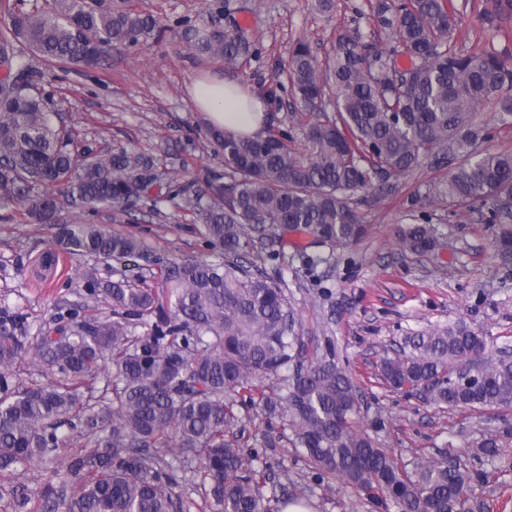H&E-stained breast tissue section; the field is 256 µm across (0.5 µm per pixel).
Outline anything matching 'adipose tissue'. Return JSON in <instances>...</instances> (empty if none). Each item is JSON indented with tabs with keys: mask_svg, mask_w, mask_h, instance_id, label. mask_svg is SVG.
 Here are the masks:
<instances>
[{
	"mask_svg": "<svg viewBox=\"0 0 512 512\" xmlns=\"http://www.w3.org/2000/svg\"><path fill=\"white\" fill-rule=\"evenodd\" d=\"M190 94L197 110L210 125L236 135L260 134L265 123L262 100L245 92L238 84L215 78L194 82Z\"/></svg>",
	"mask_w": 512,
	"mask_h": 512,
	"instance_id": "obj_1",
	"label": "adipose tissue"
}]
</instances>
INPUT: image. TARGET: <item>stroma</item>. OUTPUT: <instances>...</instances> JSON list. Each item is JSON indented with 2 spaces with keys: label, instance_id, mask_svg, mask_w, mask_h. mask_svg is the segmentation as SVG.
Returning <instances> with one entry per match:
<instances>
[{
  "label": "stroma",
  "instance_id": "35a3bbf8",
  "mask_svg": "<svg viewBox=\"0 0 512 512\" xmlns=\"http://www.w3.org/2000/svg\"><path fill=\"white\" fill-rule=\"evenodd\" d=\"M223 2L224 27L242 28L250 41L248 55L235 69L180 42L182 22L207 17L205 0H127L134 11L159 18L162 32L135 45L112 47L100 67L72 65L55 74L57 108L78 144L97 152L124 148L146 156L158 172L197 191L207 177L223 173L224 157L210 143L208 126L190 102L188 88L195 79L217 76L263 95L268 124L287 129L291 95L280 66L296 41L306 39L324 61L340 32L368 25V0H334L329 12L318 10L315 0ZM454 3L459 49H470L483 35L496 49L512 50V10L496 11V0ZM448 175V165L428 158L385 186L358 191L352 202L368 232L357 244L316 248L310 235L276 227L243 256L283 288L295 329L309 345L332 348L337 362L349 366L362 396L355 428L407 463L448 449L472 458L478 443L490 435L512 448V405L439 407L416 393L390 391L377 377L382 356L432 327L464 324L489 336L494 346L512 349V266H502L493 255L497 226L488 210L433 201ZM93 220L118 232L143 234L169 258H224L221 250L206 245L179 197L161 203L158 211L144 209L129 217L102 209ZM413 224L434 228L433 251L411 254L399 248L401 231ZM56 248L51 226L9 219L0 210V306L9 305L37 326L50 321L58 301L88 303L81 289L49 288L37 279L40 258ZM269 250L276 259L257 261V253ZM311 255L316 263H308ZM91 268L113 280L141 273L130 257L97 261L63 253L51 274L63 280ZM239 418L246 437L267 432L274 438L286 467L274 471L273 484L303 496L311 512H386L366 495L318 486L288 418L269 424L244 406ZM472 497L484 512H512V470L494 471L489 482L474 485Z\"/></svg>",
  "mask_w": 512,
  "mask_h": 512
}]
</instances>
